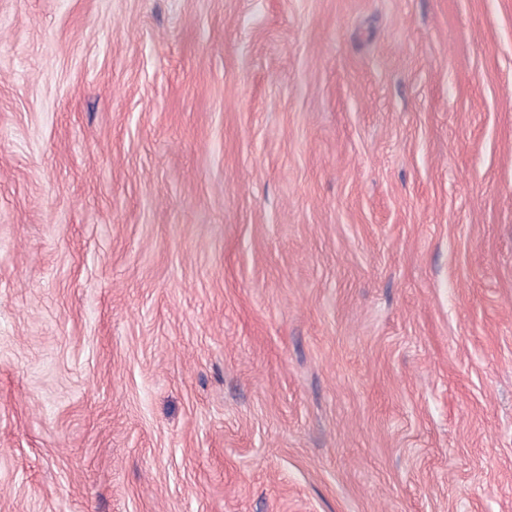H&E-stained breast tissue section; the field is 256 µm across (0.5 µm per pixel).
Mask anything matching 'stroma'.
<instances>
[{
    "label": "stroma",
    "instance_id": "obj_1",
    "mask_svg": "<svg viewBox=\"0 0 512 512\" xmlns=\"http://www.w3.org/2000/svg\"><path fill=\"white\" fill-rule=\"evenodd\" d=\"M0 512H512V0H0Z\"/></svg>",
    "mask_w": 512,
    "mask_h": 512
}]
</instances>
